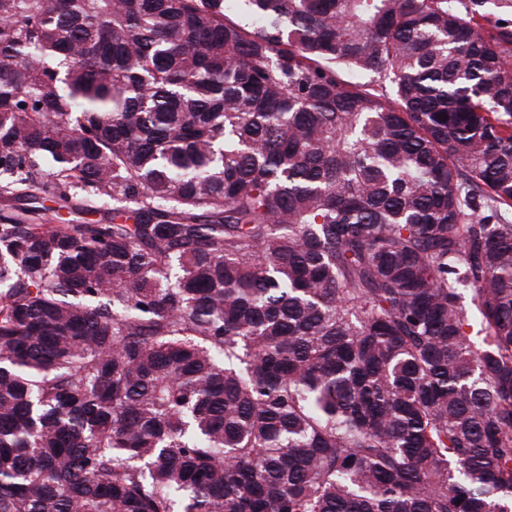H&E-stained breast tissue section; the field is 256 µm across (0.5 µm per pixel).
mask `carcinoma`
I'll return each mask as SVG.
<instances>
[{
    "instance_id": "cac0c4a2",
    "label": "carcinoma",
    "mask_w": 512,
    "mask_h": 512,
    "mask_svg": "<svg viewBox=\"0 0 512 512\" xmlns=\"http://www.w3.org/2000/svg\"><path fill=\"white\" fill-rule=\"evenodd\" d=\"M486 3L0 0V512H512Z\"/></svg>"
}]
</instances>
